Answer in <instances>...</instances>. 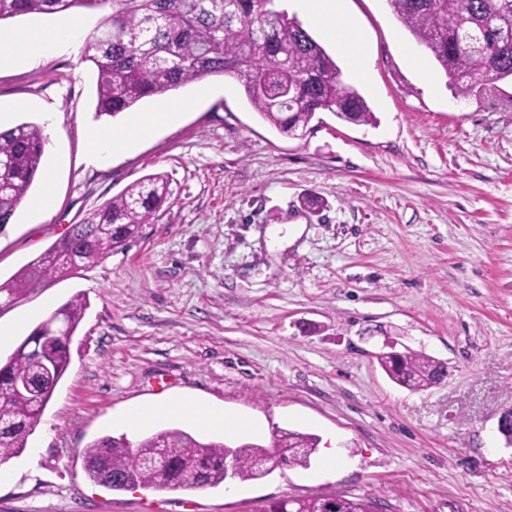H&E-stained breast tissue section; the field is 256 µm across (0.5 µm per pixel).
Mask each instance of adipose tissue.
<instances>
[{
    "mask_svg": "<svg viewBox=\"0 0 512 512\" xmlns=\"http://www.w3.org/2000/svg\"><path fill=\"white\" fill-rule=\"evenodd\" d=\"M307 28L321 30L323 35L347 58L345 80L367 83L372 78V60L363 48L360 31L345 10V0H299ZM81 21L43 31L0 29V65L31 63L39 58L72 50L81 33ZM178 103H162L154 111L131 114L124 130L96 129L88 134L89 162L98 166L115 151L150 137L162 126L175 123L182 114ZM189 414L207 428L235 430L241 420L229 418L216 409L188 407L180 403L156 402L129 412L124 425L137 430L145 423L165 414Z\"/></svg>",
    "mask_w": 512,
    "mask_h": 512,
    "instance_id": "1",
    "label": "adipose tissue"
}]
</instances>
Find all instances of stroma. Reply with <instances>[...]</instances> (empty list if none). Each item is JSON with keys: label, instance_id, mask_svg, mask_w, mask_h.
Listing matches in <instances>:
<instances>
[{"label": "stroma", "instance_id": "35a3bbf8", "mask_svg": "<svg viewBox=\"0 0 512 512\" xmlns=\"http://www.w3.org/2000/svg\"><path fill=\"white\" fill-rule=\"evenodd\" d=\"M374 62L358 91L375 116L325 111L305 137L264 121L229 79L167 93L183 116L88 162L96 74L80 51L0 67V124H44L43 176L0 232V281L139 178L175 193L139 236L91 268L0 298V326H37L74 295L88 308L70 366L22 453L6 461L0 512H257L284 497L345 496L383 512H512V83L457 98L430 50L402 44L389 0H348ZM436 88L428 90L418 69ZM52 192L39 223L28 203ZM443 362L412 392L376 354L384 338ZM154 400L253 421L208 432L168 418L127 433ZM167 428L202 442L273 447L317 437L309 466L230 488L112 491L83 451ZM335 447L336 468L324 450Z\"/></svg>", "mask_w": 512, "mask_h": 512}]
</instances>
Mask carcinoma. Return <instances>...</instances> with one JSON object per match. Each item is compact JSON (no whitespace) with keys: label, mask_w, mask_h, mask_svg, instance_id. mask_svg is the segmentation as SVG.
<instances>
[{"label":"carcinoma","mask_w":512,"mask_h":512,"mask_svg":"<svg viewBox=\"0 0 512 512\" xmlns=\"http://www.w3.org/2000/svg\"><path fill=\"white\" fill-rule=\"evenodd\" d=\"M276 0H0V21L21 15H55L77 9L112 12L84 41V60L97 75L95 115L114 118L142 99L163 95L208 76L235 77L258 114L284 134L311 130L315 115L329 111L358 125L374 113L357 89L342 79L335 60ZM402 24L431 51L451 79L454 94L467 96L476 81H512V0H390ZM44 152L39 125L23 122L0 132V230L38 177ZM174 190L169 176L156 172L128 185L94 209L80 224L0 283L10 298L40 288L63 274L70 255L83 268L99 263L135 239ZM87 309L78 294L45 323L61 321L68 335L27 336L0 362V462L26 448L30 435L70 365L69 345ZM378 363L396 384L428 389L446 376L444 365L423 353L380 355ZM311 434L288 431L274 451L249 444L202 443L180 428L157 431L137 445L125 437L104 438L84 450L90 479L113 491L136 486L188 490L224 483V456L235 454L234 478L267 475L271 454L288 466L305 467L316 451ZM258 512H377L371 499L322 496L267 502Z\"/></svg>","instance_id":"obj_1"}]
</instances>
